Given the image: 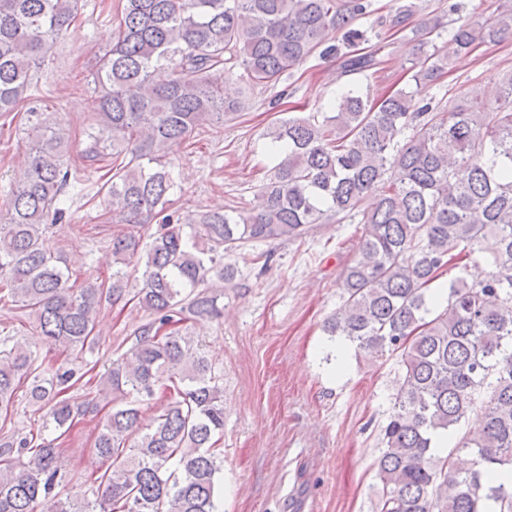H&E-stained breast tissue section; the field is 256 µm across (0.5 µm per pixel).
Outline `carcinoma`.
<instances>
[{"label": "carcinoma", "instance_id": "cac0c4a2", "mask_svg": "<svg viewBox=\"0 0 512 512\" xmlns=\"http://www.w3.org/2000/svg\"><path fill=\"white\" fill-rule=\"evenodd\" d=\"M112 45L92 73L93 124L85 159L108 161L105 201L135 230L112 238L115 260L143 266L129 286L69 285L49 244L65 217L61 196L80 184L66 129L31 94L34 72L77 17L80 0H0V116L15 114L30 143L0 217V302L35 319L34 336L72 351L93 344L97 315L132 297L155 320L100 378L109 409L63 397L76 372L36 364L34 342L0 337V413L25 380L31 403L58 433L40 444L0 437V512H220L224 387L184 324L221 314L216 289L235 280L224 256L248 243L302 237L314 224L360 225L342 303L326 321L367 355L399 356V383L377 462L378 512H512V72L447 102L429 91L450 55L421 52L413 84L375 100L350 88L306 116L272 125L283 149L261 187L263 206L168 212L171 143L248 108L224 96L233 76L249 89L278 83L314 55L338 51L342 75L380 70L355 23L371 0H119ZM408 30L419 46L449 33L453 52L512 37V0L484 19L447 23L398 5L372 23ZM160 219L149 242L143 228ZM454 275L447 281L443 276ZM446 306L435 310L440 292ZM159 400L142 426L140 403ZM475 429H464L471 413ZM98 419L94 454L105 471L91 494L65 491L62 439L80 416ZM455 438L437 453L440 434Z\"/></svg>", "mask_w": 512, "mask_h": 512}]
</instances>
